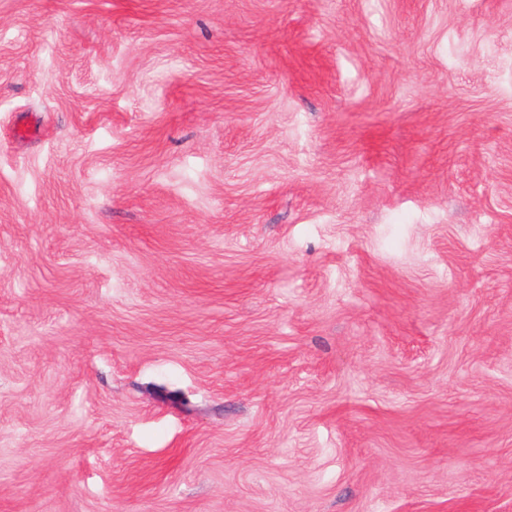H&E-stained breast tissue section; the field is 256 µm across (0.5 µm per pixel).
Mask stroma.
Returning <instances> with one entry per match:
<instances>
[{"instance_id": "1", "label": "stroma", "mask_w": 512, "mask_h": 512, "mask_svg": "<svg viewBox=\"0 0 512 512\" xmlns=\"http://www.w3.org/2000/svg\"><path fill=\"white\" fill-rule=\"evenodd\" d=\"M0 512H512V0H0Z\"/></svg>"}]
</instances>
